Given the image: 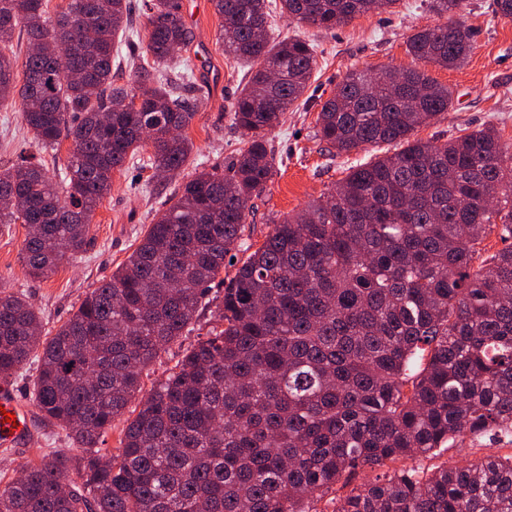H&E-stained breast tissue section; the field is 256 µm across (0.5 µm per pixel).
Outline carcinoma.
<instances>
[{
  "instance_id": "obj_1",
  "label": "carcinoma",
  "mask_w": 512,
  "mask_h": 512,
  "mask_svg": "<svg viewBox=\"0 0 512 512\" xmlns=\"http://www.w3.org/2000/svg\"><path fill=\"white\" fill-rule=\"evenodd\" d=\"M212 2L225 51L249 67L233 106L249 145L229 173L184 183L53 335H41L24 294L0 292V379L36 359L41 418L82 449L27 464L0 487V512H311V499L359 469L512 431V147L493 126L415 139L453 108V91L419 67L352 70L322 104L317 136L338 155L395 149L350 166L256 247L244 234L275 167L267 135L303 96L317 51L296 36L270 44L269 0ZM279 2L297 23L331 29L398 0ZM431 4L448 15L466 0ZM130 13L129 0H68L55 17L47 0H0V102L19 98L42 149L72 141L62 191L39 161L0 172V223L28 225L34 279L86 250L127 161L149 147L143 168L172 179L191 153L188 81L163 74L193 38L179 0H152L145 57L119 85L113 39ZM18 28L20 85L4 52ZM473 48L453 22L407 41L415 60L443 68ZM495 229L507 246L483 257ZM228 259L218 325L142 393L144 370L190 330ZM135 398L121 448L104 457L100 437ZM333 512H512V455L395 471Z\"/></svg>"
}]
</instances>
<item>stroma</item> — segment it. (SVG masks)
I'll list each match as a JSON object with an SVG mask.
<instances>
[{"instance_id": "stroma-1", "label": "stroma", "mask_w": 512, "mask_h": 512, "mask_svg": "<svg viewBox=\"0 0 512 512\" xmlns=\"http://www.w3.org/2000/svg\"><path fill=\"white\" fill-rule=\"evenodd\" d=\"M490 2L468 0L465 10L456 16L471 30L474 40V49L461 67L426 65L430 77L455 90L457 101L437 121L419 128L416 138L442 143L458 130L491 124L505 143H512V19L493 15ZM181 12L190 16L189 28L194 34L189 46L179 52L193 69L190 103L194 110L186 130L193 152L181 173L168 182L151 178L149 170L130 165L115 173L111 193L93 214L90 245L82 254L64 260L45 279L31 278L23 262L27 226L0 224V291L25 294L40 311L44 332H55L72 317L88 291L111 278L135 250L156 213L172 204L175 194L195 171L227 169L248 145V135L231 122L235 99L247 81L246 67L225 53L219 37L221 20L212 0H183ZM439 21L429 8V0H398L390 11H373L332 29L299 25L288 16L274 14L272 38L296 35L309 40L316 47L318 67L305 95L268 135L276 156L275 171L266 191L253 201L245 232L250 243L261 244L274 221L304 209L343 179L355 159L379 155L376 147L359 151L354 158L330 153L317 136L318 112L350 70L379 71L412 65L408 37ZM145 40L144 29L137 25L115 38V82H127L130 64L141 54ZM27 139L19 101L0 103V171L15 163ZM223 294L222 279L214 280L192 330L162 351L145 371L144 389H151L164 378L187 347L206 337ZM53 449L73 455L79 452L66 430L47 425L40 415H33L32 428L20 443L9 448L0 446V482L8 481L22 466ZM505 453V448L485 440L469 447L453 443L437 455L400 459L393 467L426 471L445 462L462 465Z\"/></svg>"}]
</instances>
